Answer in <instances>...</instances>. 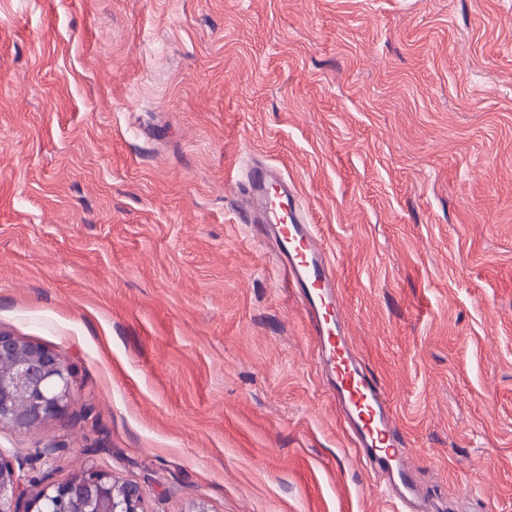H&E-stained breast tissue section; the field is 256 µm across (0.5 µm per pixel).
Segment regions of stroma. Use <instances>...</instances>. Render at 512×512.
<instances>
[{"mask_svg": "<svg viewBox=\"0 0 512 512\" xmlns=\"http://www.w3.org/2000/svg\"><path fill=\"white\" fill-rule=\"evenodd\" d=\"M256 161L336 263L415 512H512V0H0V330L75 373L0 449L146 512H398L238 220Z\"/></svg>", "mask_w": 512, "mask_h": 512, "instance_id": "35a3bbf8", "label": "stroma"}]
</instances>
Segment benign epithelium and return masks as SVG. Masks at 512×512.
Segmentation results:
<instances>
[{"label":"benign epithelium","instance_id":"benign-epithelium-1","mask_svg":"<svg viewBox=\"0 0 512 512\" xmlns=\"http://www.w3.org/2000/svg\"><path fill=\"white\" fill-rule=\"evenodd\" d=\"M73 379L59 351L0 330V429L32 433L62 416ZM58 453L55 446L37 448L36 470L0 449V512H145L141 487L110 471L55 477Z\"/></svg>","mask_w":512,"mask_h":512}]
</instances>
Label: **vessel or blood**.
Listing matches in <instances>:
<instances>
[{"instance_id": "obj_1", "label": "vessel or blood", "mask_w": 512, "mask_h": 512, "mask_svg": "<svg viewBox=\"0 0 512 512\" xmlns=\"http://www.w3.org/2000/svg\"><path fill=\"white\" fill-rule=\"evenodd\" d=\"M242 201L241 221L271 228L288 281L315 318L321 359L366 467L386 475L396 498H410L416 485L390 399L353 353L336 267L307 223L298 198L272 170L257 165L242 186Z\"/></svg>"}]
</instances>
